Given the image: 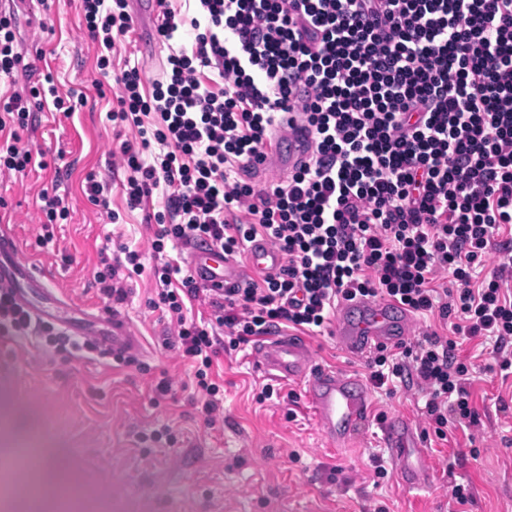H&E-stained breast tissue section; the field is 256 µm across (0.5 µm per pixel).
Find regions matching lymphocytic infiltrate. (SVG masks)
Returning a JSON list of instances; mask_svg holds the SVG:
<instances>
[{
  "instance_id": "f902f5d3",
  "label": "lymphocytic infiltrate",
  "mask_w": 512,
  "mask_h": 512,
  "mask_svg": "<svg viewBox=\"0 0 512 512\" xmlns=\"http://www.w3.org/2000/svg\"><path fill=\"white\" fill-rule=\"evenodd\" d=\"M199 2L200 16L186 22L158 0L156 34L172 46L165 78L148 88L139 67L123 70L109 119L137 132L119 145L128 208L166 190L152 215L155 253L200 241L240 256L262 239L284 259L278 272L211 297V324L184 314L200 293L191 275L167 261L153 267L206 423L219 408L209 377L218 345L235 350L281 328L321 333L342 302L366 298L440 324L378 348L367 360L370 386L389 396L417 390L439 438L478 425L459 346L488 344L500 371L512 370V243L498 239L512 229V0ZM80 7L107 68V51L134 30L128 0ZM48 104L67 106L35 86L0 100L1 171L45 168L19 133ZM291 111L312 133L307 157L285 184L247 182L267 159L280 113ZM155 143L162 153L145 161ZM100 263V290L118 301L127 295L120 269L144 271L130 249ZM0 334L107 356L2 293Z\"/></svg>"
}]
</instances>
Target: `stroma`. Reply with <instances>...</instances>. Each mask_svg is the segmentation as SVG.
Segmentation results:
<instances>
[{
	"mask_svg": "<svg viewBox=\"0 0 512 512\" xmlns=\"http://www.w3.org/2000/svg\"><path fill=\"white\" fill-rule=\"evenodd\" d=\"M16 16L18 49L35 60L33 76H0V96L26 92L52 74L62 97L84 102L71 112L36 113L21 144L41 151L47 169L24 175L0 172V220L10 224L25 258L38 259L49 288L74 305L110 307L95 280L101 254L119 244L154 263L146 216L162 191L135 210L121 190L123 168L114 155L131 130L106 118L115 78L126 64L143 69L145 82L161 79L168 50L155 20L138 17L129 42L109 52L107 71L97 66L79 0H0V12ZM95 173L110 187L107 206L92 203L85 177ZM69 205L67 218L45 224L42 193ZM119 215L111 222L108 211ZM120 307L141 340L130 365L109 359L68 357L39 337H0V448H20L36 435L49 456L65 460L87 512H448V483L469 486L463 512H512V409H496L497 396L512 397V376L501 377L488 351L464 344L461 356L476 366L470 391L480 425L426 435L417 395L371 393L369 423L350 446L330 447L304 389L280 383V398L257 402L271 378L258 371L251 350L219 351L211 378L220 386L219 420L207 426L194 370L173 348L175 324L157 298L149 274L126 284ZM321 366L367 375L365 362L349 355L333 335L311 336ZM170 379L172 393L156 396ZM403 416L424 432L432 465L429 489L404 490L398 475L374 483L373 457L388 460L380 440L384 420Z\"/></svg>",
	"mask_w": 512,
	"mask_h": 512,
	"instance_id": "obj_1",
	"label": "stroma"
}]
</instances>
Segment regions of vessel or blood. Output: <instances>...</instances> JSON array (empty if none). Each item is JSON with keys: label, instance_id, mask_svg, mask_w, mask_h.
I'll return each mask as SVG.
<instances>
[{"label": "vessel or blood", "instance_id": "1", "mask_svg": "<svg viewBox=\"0 0 512 512\" xmlns=\"http://www.w3.org/2000/svg\"><path fill=\"white\" fill-rule=\"evenodd\" d=\"M288 125V149L277 156L282 168H294L306 155L311 135L298 123L296 113L282 114ZM283 264L281 254L263 241L253 242L246 265L231 257H219L202 246L190 252V272L196 283L215 293L233 285H244L246 272L270 273ZM45 276L34 264L23 260L20 247L8 229L0 225V289L11 293L15 303L35 320L49 321L71 336L92 338L113 355L132 353L140 341L120 311L79 318L53 299L44 286ZM409 312L393 301L358 299L340 306L334 335L337 343L352 354L364 357L380 346L406 341L410 334ZM266 375L302 383L316 420L331 446L343 447L363 431L368 418L369 388L358 376L315 365L310 344L288 333H271L254 348ZM382 441L389 450L403 486L422 492L429 485L430 472L420 434L405 418L392 417L382 429Z\"/></svg>", "mask_w": 512, "mask_h": 512}]
</instances>
